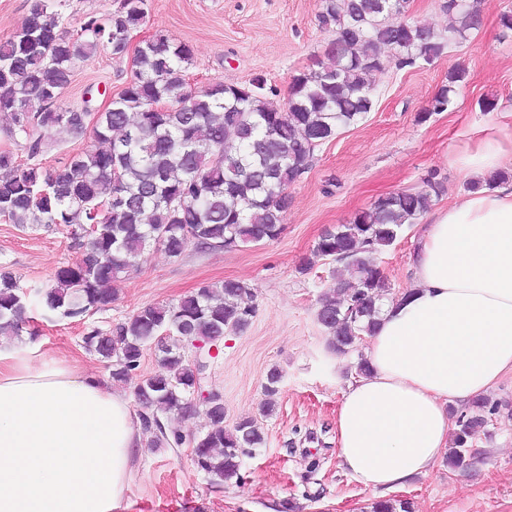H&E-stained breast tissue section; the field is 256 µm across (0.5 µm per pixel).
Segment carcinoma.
<instances>
[{"mask_svg": "<svg viewBox=\"0 0 512 512\" xmlns=\"http://www.w3.org/2000/svg\"><path fill=\"white\" fill-rule=\"evenodd\" d=\"M405 8L406 0H322L318 26L333 39L312 68L292 76L282 105L270 102L259 85L215 79L191 88L186 70L192 48L157 32L138 50L131 79L89 128L81 112L62 102L63 90L77 62L99 49L118 59L126 55L123 40L144 23L148 0H120L107 18L89 19L72 36L62 30L54 0H32L25 25L0 40V114L9 120L6 134L27 155L19 164L12 152L0 151V169L9 170L0 178V214L23 228L63 227L80 257L42 285L24 287L0 269V335H20L33 307L74 321L107 307L115 300L113 284L137 269L151 246L178 259L192 246L224 250L277 239L288 188L307 172L315 150L372 110L374 73L392 63L403 69L420 59L433 62L446 42L463 40L483 24L470 0H443L452 18L445 39L404 20ZM467 77L462 67L448 68L418 122L448 110ZM158 100L171 110L154 111ZM44 127L78 135L89 130L94 144L50 171L39 162L44 143L37 131ZM442 190L433 172L419 190L382 195L350 223L328 227L304 257L303 272L330 260L348 274L320 295L316 311L336 353L353 351L361 337L375 333L377 302L391 291L375 255L392 246ZM100 202L106 210L96 209ZM254 297L248 284L226 279L84 334L85 349L108 363L116 382L128 380L144 353L155 350L157 370L134 389L151 447L183 444L180 434L167 433L163 416L190 410L202 384L195 362L185 357L188 337L216 343L228 332L244 331ZM498 411L497 403L478 398L454 416L449 467L471 465L472 447ZM205 412L209 426L194 438L193 463L216 479L232 478L246 450L264 444L263 432L251 419L224 430L219 396ZM370 512H411V505L376 501Z\"/></svg>", "mask_w": 512, "mask_h": 512, "instance_id": "1", "label": "carcinoma"}]
</instances>
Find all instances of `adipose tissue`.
<instances>
[{
  "label": "adipose tissue",
  "instance_id": "adipose-tissue-1",
  "mask_svg": "<svg viewBox=\"0 0 512 512\" xmlns=\"http://www.w3.org/2000/svg\"><path fill=\"white\" fill-rule=\"evenodd\" d=\"M482 188L439 210L415 252L412 284L386 300L336 413L337 456L385 494L431 470L450 406L512 371V110L449 157ZM142 441L126 394L67 359L0 347V512H117Z\"/></svg>",
  "mask_w": 512,
  "mask_h": 512
}]
</instances>
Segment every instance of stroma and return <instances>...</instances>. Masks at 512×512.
Segmentation results:
<instances>
[{
    "instance_id": "1",
    "label": "stroma",
    "mask_w": 512,
    "mask_h": 512,
    "mask_svg": "<svg viewBox=\"0 0 512 512\" xmlns=\"http://www.w3.org/2000/svg\"><path fill=\"white\" fill-rule=\"evenodd\" d=\"M120 0H56L66 31L76 33L92 18L115 11ZM320 0H149L147 18L137 33L163 32L189 44L191 87L220 78L238 86L261 80L266 97L282 103L293 75L322 56L331 39L319 28ZM512 0H480L484 22L466 41L447 45L443 56L413 68L388 67L375 81V104L357 125L338 130L319 146L308 171L288 189L280 237L260 245L222 251H187L170 258L147 250L137 270L116 283L110 307L92 314L87 324L48 318L34 312L36 342L44 356L78 360L81 368L111 384L109 369L84 347L86 326L102 329L155 303H175L205 283L235 279L255 290V314L249 327L226 334L210 369L208 385L224 399V427L245 418L261 427L265 443L244 457L238 477L216 482L193 464L189 438L203 433L208 419L195 406L169 423L184 445L139 448L129 490L118 512H276L289 502L293 512H370L373 493L347 475L336 455L335 417L358 352L336 354L316 319L317 301L335 281V264L321 260L310 271L300 265L322 230L350 223L379 195L420 188L437 172L444 192L435 209L459 203L468 181L448 164V155L470 135L498 119L512 105V38L501 37L497 16ZM468 71V82L448 111L428 122L417 116L444 80L450 66ZM130 58H114L102 49L78 63L62 100L79 108H98L131 79ZM493 97L497 109L481 111ZM46 145L44 168L59 169L72 152L90 145L59 127L41 129ZM426 222L405 225L400 239L379 254L378 263L393 292L411 284L412 251ZM63 230L0 221V266L22 283L49 282L57 267L75 260ZM282 379L272 415L263 416V385L270 369ZM473 465L452 470L440 458L432 471L392 491L409 501L412 512H512V410L496 414L489 434L475 443Z\"/></svg>"
}]
</instances>
